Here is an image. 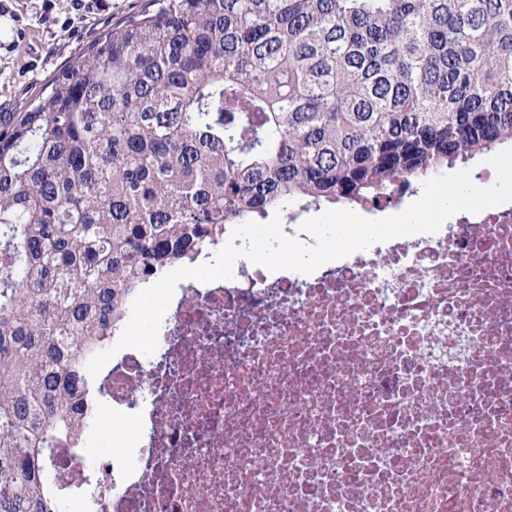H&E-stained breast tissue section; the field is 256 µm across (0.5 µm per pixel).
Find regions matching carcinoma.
<instances>
[{
    "label": "carcinoma",
    "instance_id": "1",
    "mask_svg": "<svg viewBox=\"0 0 512 512\" xmlns=\"http://www.w3.org/2000/svg\"><path fill=\"white\" fill-rule=\"evenodd\" d=\"M508 143L512 0H148L0 113V512H60L42 460L142 286Z\"/></svg>",
    "mask_w": 512,
    "mask_h": 512
}]
</instances>
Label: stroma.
I'll return each mask as SVG.
<instances>
[{
  "instance_id": "35a3bbf8",
  "label": "stroma",
  "mask_w": 512,
  "mask_h": 512,
  "mask_svg": "<svg viewBox=\"0 0 512 512\" xmlns=\"http://www.w3.org/2000/svg\"><path fill=\"white\" fill-rule=\"evenodd\" d=\"M147 0H0V112H20Z\"/></svg>"
}]
</instances>
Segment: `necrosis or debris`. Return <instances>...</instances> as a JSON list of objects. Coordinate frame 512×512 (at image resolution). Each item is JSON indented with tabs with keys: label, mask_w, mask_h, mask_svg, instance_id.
<instances>
[{
	"label": "necrosis or debris",
	"mask_w": 512,
	"mask_h": 512,
	"mask_svg": "<svg viewBox=\"0 0 512 512\" xmlns=\"http://www.w3.org/2000/svg\"><path fill=\"white\" fill-rule=\"evenodd\" d=\"M101 373L135 429L56 449L66 512H512V205L182 280L156 351Z\"/></svg>",
	"instance_id": "1"
}]
</instances>
